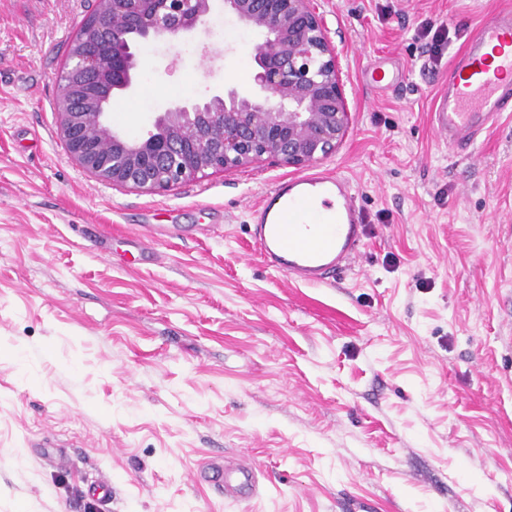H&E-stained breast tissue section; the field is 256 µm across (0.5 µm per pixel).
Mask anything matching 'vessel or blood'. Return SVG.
<instances>
[{"label": "vessel or blood", "instance_id": "1", "mask_svg": "<svg viewBox=\"0 0 512 512\" xmlns=\"http://www.w3.org/2000/svg\"><path fill=\"white\" fill-rule=\"evenodd\" d=\"M512 100V10L483 22L456 56L435 96L437 132L453 149L470 146ZM266 262L294 282L326 284L365 238L364 215L348 179L314 167L286 178L259 203L251 234Z\"/></svg>", "mask_w": 512, "mask_h": 512}]
</instances>
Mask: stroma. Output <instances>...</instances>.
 Listing matches in <instances>:
<instances>
[{"instance_id":"35a3bbf8","label":"stroma","mask_w":512,"mask_h":512,"mask_svg":"<svg viewBox=\"0 0 512 512\" xmlns=\"http://www.w3.org/2000/svg\"><path fill=\"white\" fill-rule=\"evenodd\" d=\"M91 8L0 0V512H512V112L455 151L431 119L512 0H325L350 124L321 166L366 237L319 287L250 235L296 168L143 193L69 158L57 75ZM262 40L214 0L193 34L138 46L111 128L253 93ZM379 59L395 87L364 82ZM211 468L251 471L252 493Z\"/></svg>"}]
</instances>
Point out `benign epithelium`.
I'll list each match as a JSON object with an SVG mask.
<instances>
[{
  "instance_id": "obj_1",
  "label": "benign epithelium",
  "mask_w": 512,
  "mask_h": 512,
  "mask_svg": "<svg viewBox=\"0 0 512 512\" xmlns=\"http://www.w3.org/2000/svg\"><path fill=\"white\" fill-rule=\"evenodd\" d=\"M211 0H95L59 77V132L80 170L104 183L160 192L209 173L271 160L300 168L335 154L348 127L340 60L319 0H224L264 36L257 95L234 89L160 113L129 139L108 126L111 98L129 90L142 42L192 33Z\"/></svg>"
}]
</instances>
